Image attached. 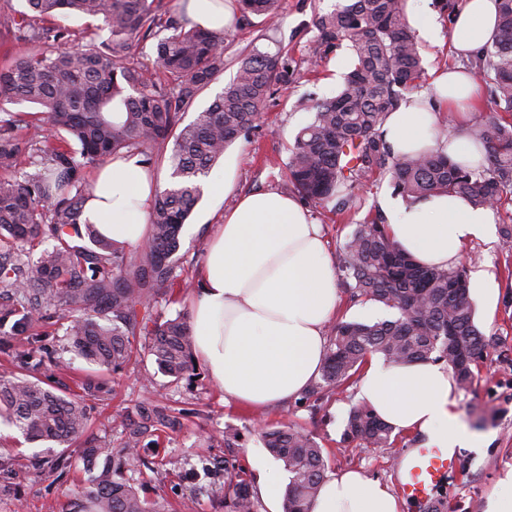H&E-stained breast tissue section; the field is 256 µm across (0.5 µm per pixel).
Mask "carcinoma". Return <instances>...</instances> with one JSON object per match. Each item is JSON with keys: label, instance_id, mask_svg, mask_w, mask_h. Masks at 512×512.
Segmentation results:
<instances>
[{"label": "carcinoma", "instance_id": "carcinoma-1", "mask_svg": "<svg viewBox=\"0 0 512 512\" xmlns=\"http://www.w3.org/2000/svg\"><path fill=\"white\" fill-rule=\"evenodd\" d=\"M14 21L31 47L0 68V104L28 102L39 111L18 134L20 118L0 107V328L25 336L28 348L13 355L16 372L0 376V420L36 441L70 444L84 439L90 417L84 396L111 392L105 372L130 358V337L175 381L193 380L197 367L189 315L161 321L159 301L173 296L179 274L173 257L183 225L202 196V180L240 133L255 123L279 72V57L258 49L241 59L234 79L194 120L182 123L199 93L224 71V33L187 23L155 0H25ZM245 13L272 20L279 0H240ZM101 22L105 40L81 43L64 26L38 27L50 16ZM324 40L344 37L355 56L336 95L307 99L299 107L312 121L295 136L288 181L315 204L356 199L353 189L389 177L409 201L452 194L479 208L497 209L512 194V0H498L497 34L478 55L491 77V111L468 130L485 150L484 162L464 168L440 152L393 155L381 126L389 112L422 83L425 70L403 0H349L318 18ZM156 39L155 59H134L133 48ZM170 145L168 179L156 192L148 237L117 246L82 221L91 185L90 166ZM339 276L353 300L397 310L373 323L340 321L330 330L320 374L309 395L340 393L354 383L368 356L389 364L445 360L457 385L472 383L485 350L475 323L466 270L426 268L390 239L383 218L358 225L336 255ZM67 325L71 350L97 368L81 382L83 394H59L32 379L47 349L37 324ZM121 447L85 439L88 478L69 489L62 512H171L163 497L147 494L162 464L159 433L178 421L160 404L142 407L138 421L124 418ZM265 447L289 474L284 512H308L325 473L323 449L286 424L261 431ZM392 428L365 404L353 407L346 439L363 448L391 444ZM247 472L224 462L226 512H260Z\"/></svg>", "mask_w": 512, "mask_h": 512}]
</instances>
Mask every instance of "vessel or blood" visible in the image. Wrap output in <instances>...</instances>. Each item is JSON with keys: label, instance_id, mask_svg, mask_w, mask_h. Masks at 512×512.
Segmentation results:
<instances>
[{"label": "vessel or blood", "instance_id": "1", "mask_svg": "<svg viewBox=\"0 0 512 512\" xmlns=\"http://www.w3.org/2000/svg\"><path fill=\"white\" fill-rule=\"evenodd\" d=\"M459 464L457 456L448 455L446 449L432 443L410 449L401 464L404 495L431 499L443 477L457 471Z\"/></svg>", "mask_w": 512, "mask_h": 512}]
</instances>
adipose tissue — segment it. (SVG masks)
<instances>
[{"label": "adipose tissue", "instance_id": "1", "mask_svg": "<svg viewBox=\"0 0 512 512\" xmlns=\"http://www.w3.org/2000/svg\"><path fill=\"white\" fill-rule=\"evenodd\" d=\"M178 6L191 25L209 30L231 27L237 15L235 0H178ZM497 12V0H462L450 26L453 52L477 56L495 33ZM481 96L474 75L438 70L428 91L387 115L383 137L401 158L436 147L457 163L478 164L484 150L464 129ZM443 111L455 113L460 130L438 142ZM156 186L153 171L137 157L105 164L93 175L83 218L113 242L138 243L148 230ZM378 206L392 240L428 267L448 268L466 243L492 232V211L456 196L429 195L403 205L384 195ZM338 301L336 269L304 204L277 192L241 195L207 240L190 302L194 355L225 403L263 410L298 398L320 373ZM359 395L394 430L451 451L478 443L456 411L453 375L439 363L371 360ZM401 506L390 484L346 470L324 478L309 512H401Z\"/></svg>", "mask_w": 512, "mask_h": 512}]
</instances>
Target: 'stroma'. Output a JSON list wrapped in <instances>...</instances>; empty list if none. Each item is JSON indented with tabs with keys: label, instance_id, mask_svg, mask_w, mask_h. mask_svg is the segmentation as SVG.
I'll list each match as a JSON object with an SVG mask.
<instances>
[{
	"label": "stroma",
	"instance_id": "stroma-1",
	"mask_svg": "<svg viewBox=\"0 0 512 512\" xmlns=\"http://www.w3.org/2000/svg\"><path fill=\"white\" fill-rule=\"evenodd\" d=\"M346 0H282L276 23L250 15L240 18L224 33V72L202 91L185 115L193 120L225 84L235 76L244 53L259 49L278 54L286 75L272 93L254 125L230 145L224 159L211 171L226 177L231 191L225 196L204 194L187 224H184L178 268L182 279L197 281L204 259L202 249L213 224L219 223L237 197L251 192L290 193L286 164L296 132L313 118L297 109L299 100L335 95L353 64L348 40H322L319 16L336 10ZM388 179L365 188L362 206L342 212L332 206L310 205L311 218L321 224L330 252H338L357 225L379 214L377 199L389 192ZM467 272L476 301V322L485 335L486 353L470 388L459 391L458 411L463 423L484 435L481 448H462L460 469L447 477L439 492L448 512H485L488 498L500 488L499 482L512 469V248L504 247L500 233L486 240L467 243L459 259ZM493 273V281L480 280L479 272ZM42 340L53 357L43 365L37 378L49 387L74 389L77 377L90 371L89 365L68 347L60 326H38ZM112 392L105 399H87L91 417L90 434L111 440L120 447L123 429L116 413L136 415L140 403L159 401L178 413L182 425L162 433L161 453L167 463L152 476L151 494L165 497L180 512L184 499L197 501L195 512H224V457L233 455L237 465L252 477H260L277 460L263 444L259 425L292 424L314 437L323 448L328 472L356 466L371 478L397 483L400 458L417 443L414 435L398 436L388 448H361L344 438L350 409L359 404L356 387L330 398L296 399L266 411H250L224 403V396L208 372L191 382H173L159 369L144 346L133 341L127 364L110 374ZM232 436V448H225V436ZM83 444L68 448L47 442L25 440L15 428L0 424V454L16 459L20 466L14 494L0 500V512H59L65 502L59 483L51 477L28 470L33 458L69 456L70 479L83 478Z\"/></svg>",
	"mask_w": 512,
	"mask_h": 512
}]
</instances>
